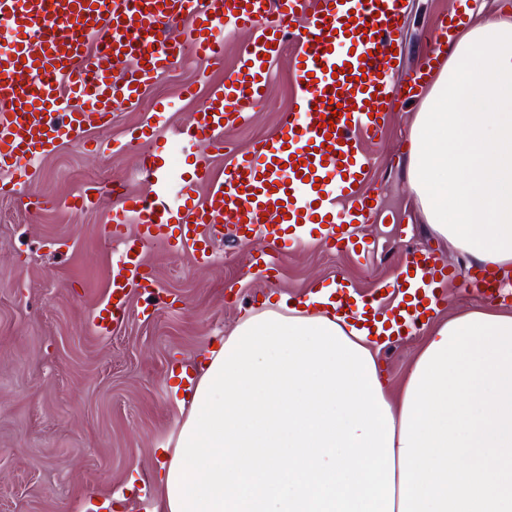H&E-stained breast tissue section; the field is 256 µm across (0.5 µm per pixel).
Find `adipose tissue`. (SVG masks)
<instances>
[{"label": "adipose tissue", "instance_id": "ef3b65f1", "mask_svg": "<svg viewBox=\"0 0 512 512\" xmlns=\"http://www.w3.org/2000/svg\"><path fill=\"white\" fill-rule=\"evenodd\" d=\"M432 236L512 291V21L456 34L410 126ZM335 284L250 311L202 364L161 512H512V313L429 321L397 390Z\"/></svg>", "mask_w": 512, "mask_h": 512}]
</instances>
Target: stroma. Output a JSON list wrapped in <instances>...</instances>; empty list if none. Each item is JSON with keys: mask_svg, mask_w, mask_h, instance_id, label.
<instances>
[{"mask_svg": "<svg viewBox=\"0 0 512 512\" xmlns=\"http://www.w3.org/2000/svg\"><path fill=\"white\" fill-rule=\"evenodd\" d=\"M406 5L396 85L419 67L426 33L458 10L459 0ZM247 40L244 32L227 40L219 68L183 55L147 87L138 108H116L108 129L88 132L101 150L63 144L33 163L16 195L0 196V512H140L125 499V489L140 478L155 479L162 450L173 446L184 417L170 370L186 360L199 363L272 292L299 299L313 284L343 278L365 294L390 280L394 261L416 248L438 251L448 264L472 270L466 256L440 247L412 205L407 138L418 109L413 103L396 108L378 142L371 181L383 208L379 222L364 229L373 243L367 259L304 242L282 261L271 286L255 275L248 248L231 235L217 242L207 267L159 243L146 253L163 290L152 319L140 317L145 297L136 292L123 324L108 336L94 333L95 309L123 247L103 236L106 209L75 213L65 200L97 183L148 194L138 151H114L109 144L150 124L157 102L171 105L157 130L164 149H177L183 159L197 153L198 145L174 133L234 68ZM291 70L287 51L270 69L265 99L248 105V121L225 130L223 152L211 154L215 179H223L236 155L278 132L279 116L295 97ZM31 195L50 200V207L26 206ZM422 339L416 331L382 348L389 385L402 379Z\"/></svg>", "mask_w": 512, "mask_h": 512, "instance_id": "obj_1", "label": "stroma"}]
</instances>
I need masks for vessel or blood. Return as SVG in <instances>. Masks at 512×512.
I'll list each match as a JSON object with an SVG mask.
<instances>
[{
	"label": "vessel or blood",
	"mask_w": 512,
	"mask_h": 512,
	"mask_svg": "<svg viewBox=\"0 0 512 512\" xmlns=\"http://www.w3.org/2000/svg\"><path fill=\"white\" fill-rule=\"evenodd\" d=\"M404 9L402 0H0V32L10 37L0 51V171L18 184L59 144L110 126L116 104L137 105L184 51L222 65L220 35L246 30L250 39L236 67L181 131L189 141L222 149L225 127L241 125L246 105L261 99L281 45L293 48L294 109L281 113L278 134L241 154L223 180H214L203 153L186 173L172 174L148 125L130 144L142 150L151 195L94 185L67 200L68 209L84 211L111 194L103 230L123 247L95 333L111 334L124 321L132 291L158 293L144 259L158 243L207 265L219 228L229 226L269 279L280 258L313 236L334 250L369 254L363 227L376 223L381 210L368 187L371 145L395 103L429 74L454 25L444 18L429 32L422 66L399 88L388 74ZM183 20L185 42L169 39L167 29ZM124 55L137 65L121 73ZM337 102L340 116L324 126ZM414 277L422 288L406 306L388 311L401 329L445 307L444 287L457 273L434 253L416 252L400 262L389 286L405 292Z\"/></svg>",
	"instance_id": "obj_1"
}]
</instances>
